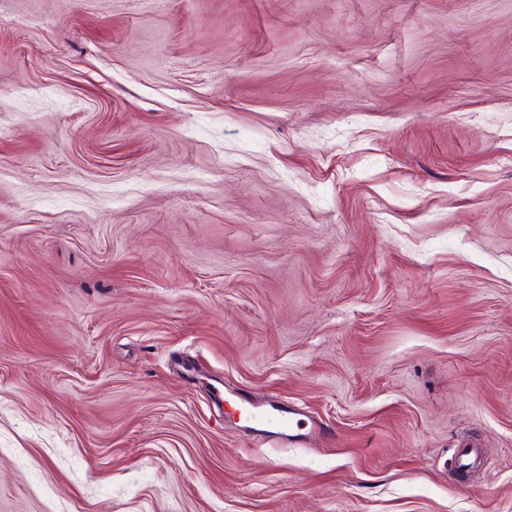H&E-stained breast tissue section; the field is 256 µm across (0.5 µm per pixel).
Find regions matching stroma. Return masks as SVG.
<instances>
[{
  "label": "stroma",
  "instance_id": "obj_1",
  "mask_svg": "<svg viewBox=\"0 0 512 512\" xmlns=\"http://www.w3.org/2000/svg\"><path fill=\"white\" fill-rule=\"evenodd\" d=\"M0 512H512V0H0ZM246 428L261 432L262 434L279 439L282 442H293L299 440L300 436H307L316 431L315 422H311L306 433L301 431L300 413L297 410L289 409L279 411L277 408L272 412L269 409L247 400L244 405Z\"/></svg>",
  "mask_w": 512,
  "mask_h": 512
}]
</instances>
